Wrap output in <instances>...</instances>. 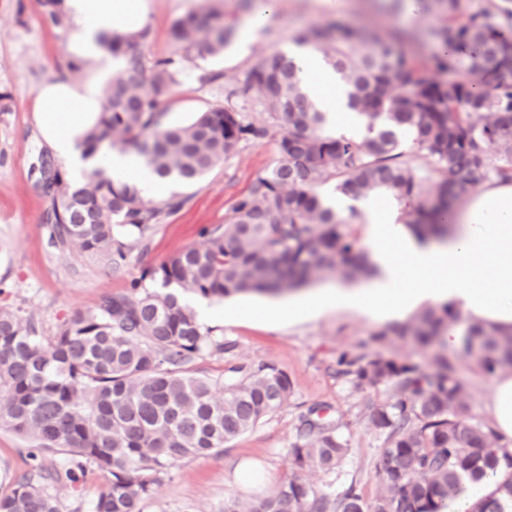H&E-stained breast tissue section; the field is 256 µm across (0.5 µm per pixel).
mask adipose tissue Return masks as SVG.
<instances>
[{"label":"adipose tissue","instance_id":"obj_1","mask_svg":"<svg viewBox=\"0 0 512 512\" xmlns=\"http://www.w3.org/2000/svg\"><path fill=\"white\" fill-rule=\"evenodd\" d=\"M78 27L79 49L100 51L98 36L118 31L142 16L144 0H65ZM300 69L301 85L321 111L358 126L360 117L346 106L343 87L319 52L289 46ZM98 109L95 89L57 84L43 89L36 112L47 146L82 182L94 168L116 181L134 180L144 195H159L164 185L149 176L136 158L117 151L84 156L78 145L82 120ZM365 244L375 267L364 285L328 286L289 301L292 318H315L341 306L382 320L407 315L424 304H445L474 324L512 328V183L489 182L472 193L449 218L454 231L442 244L422 243L404 224L376 206L365 211ZM486 408L502 440H512V374L494 381Z\"/></svg>","mask_w":512,"mask_h":512}]
</instances>
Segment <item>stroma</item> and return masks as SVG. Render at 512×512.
Instances as JSON below:
<instances>
[{
	"instance_id": "stroma-1",
	"label": "stroma",
	"mask_w": 512,
	"mask_h": 512,
	"mask_svg": "<svg viewBox=\"0 0 512 512\" xmlns=\"http://www.w3.org/2000/svg\"><path fill=\"white\" fill-rule=\"evenodd\" d=\"M261 2L145 0L140 24L149 37L140 50L149 61L179 53L171 27L189 13L214 10L237 30L222 56L193 57L168 104L170 122H189L197 113L223 104L225 87L236 84L261 57L281 49L299 31L329 20L416 32L420 39L415 48L424 58L438 49L434 15L424 12L411 19L402 11L385 9V0H341L336 10L325 0H274L265 14L258 11ZM78 42L71 19L52 24L43 15L41 0H0V305L22 308L48 334L74 310L125 292L144 267L159 264L184 247L202 245L200 229L224 223L236 199L276 158V138L271 135L241 144L200 181L179 186L188 203L157 226L148 253L132 252L122 265H112L99 255L55 249L43 224L50 201L33 170L46 147L35 112L37 95L61 81L102 88L122 65L109 52L80 54ZM72 58L81 59L80 69H67ZM204 72H218L222 78L204 83L198 79ZM270 303V296L264 294L211 303V314L203 323L216 328L234 349L198 360L196 366L217 377L232 363H276L287 370L294 384L289 405L227 444L222 456L181 462L155 499L146 502L144 512H222L227 497L253 501L263 496L288 472L286 450L300 410L319 404L328 407L351 446L345 480H356L365 499L376 496L382 440L369 428L367 418L383 394L375 389L351 391L334 377L330 365L338 351L359 350L380 328V321L343 308L297 320L271 315ZM456 365L471 393L469 416L487 421L484 403L493 377L469 358H458ZM24 446L19 436L0 427V491L29 471ZM251 468L261 471L262 483L245 479Z\"/></svg>"
}]
</instances>
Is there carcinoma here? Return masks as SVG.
Segmentation results:
<instances>
[{"mask_svg":"<svg viewBox=\"0 0 512 512\" xmlns=\"http://www.w3.org/2000/svg\"><path fill=\"white\" fill-rule=\"evenodd\" d=\"M63 0H43L45 17L62 22ZM443 16L440 43L454 53L416 58L396 34H365L334 23L296 38L319 51L344 83L347 106L363 118L361 133H333L334 121L304 92L295 58L276 50L243 81L224 89V105L172 125L166 104L185 76L172 58L146 67L138 45L143 28L102 44L124 58L106 84L100 112L82 138L84 156L134 151L165 183L189 185L239 145L277 141L273 166L233 204L224 223L205 228V246L187 247L142 270L127 292L75 310L49 336L30 317L0 307V426L36 453L65 455L52 481L77 490L88 469L105 484L93 512H143L171 469L187 459L218 457L224 445L288 404L293 382L273 362L233 364L214 379L194 367L233 343L212 337L186 302L242 292L272 296L334 274L343 281L375 268L350 224L317 189L333 180L336 194L359 201L388 199L398 221L421 240L448 235V214L468 190L490 180L512 182V0H426ZM172 36L186 52L218 56L234 29L201 11L177 20ZM239 98L264 106L260 122L237 112ZM412 135L419 163L405 158L400 132ZM45 224L60 251L105 253L121 260L148 251L157 225L182 209L179 193L144 198L100 170L74 183L50 153ZM461 314L437 305L371 333L377 348L342 352L333 372L353 390H380L384 399L368 426L383 438L380 488L370 502L355 483L337 485L349 455L339 424L315 405L299 414L287 448L288 474L255 502L224 499V512H438L463 491L466 476L491 470L496 493L512 498V448L498 446L491 426L467 417L470 394L442 337ZM401 340L436 346L432 367L386 354ZM489 374L512 369V332L469 325L457 350ZM328 480L316 487L306 474ZM40 471L0 493V512H61Z\"/></svg>","mask_w":512,"mask_h":512,"instance_id":"cac0c4a2","label":"carcinoma"}]
</instances>
